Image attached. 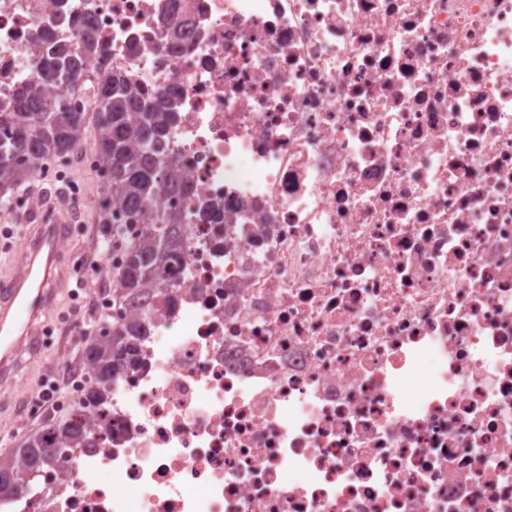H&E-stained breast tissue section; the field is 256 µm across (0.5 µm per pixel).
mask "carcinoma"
<instances>
[{"instance_id":"obj_1","label":"carcinoma","mask_w":512,"mask_h":512,"mask_svg":"<svg viewBox=\"0 0 512 512\" xmlns=\"http://www.w3.org/2000/svg\"><path fill=\"white\" fill-rule=\"evenodd\" d=\"M35 66L41 83L19 95L14 111L0 112V202L42 170L35 160L67 157L86 138L84 113L69 102L73 85L88 77L85 57L50 46ZM174 122L175 112L164 95L121 75L101 91L94 131L109 201L129 223L148 225L121 273L119 284L127 299L146 298L148 285L179 257L180 242L162 200L180 187L165 154ZM144 332L143 314L133 313L120 322L104 318L97 334L88 338L83 361L93 368L98 384L90 406L106 402L112 380L138 365ZM89 426L85 413L60 417L0 459V498L27 496L39 473L52 467L64 449L80 443Z\"/></svg>"}]
</instances>
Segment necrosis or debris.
<instances>
[{
	"label": "necrosis or debris",
	"instance_id": "obj_1",
	"mask_svg": "<svg viewBox=\"0 0 512 512\" xmlns=\"http://www.w3.org/2000/svg\"><path fill=\"white\" fill-rule=\"evenodd\" d=\"M170 98L138 371L0 512H512V0H0Z\"/></svg>",
	"mask_w": 512,
	"mask_h": 512
}]
</instances>
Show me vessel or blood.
<instances>
[{"instance_id": "vessel-or-blood-1", "label": "vessel or blood", "mask_w": 512, "mask_h": 512, "mask_svg": "<svg viewBox=\"0 0 512 512\" xmlns=\"http://www.w3.org/2000/svg\"><path fill=\"white\" fill-rule=\"evenodd\" d=\"M72 230L67 215L41 216L27 236L23 253L13 256L11 269L0 280V377L13 372L20 346L42 352L38 323L52 307L59 284V250Z\"/></svg>"}]
</instances>
